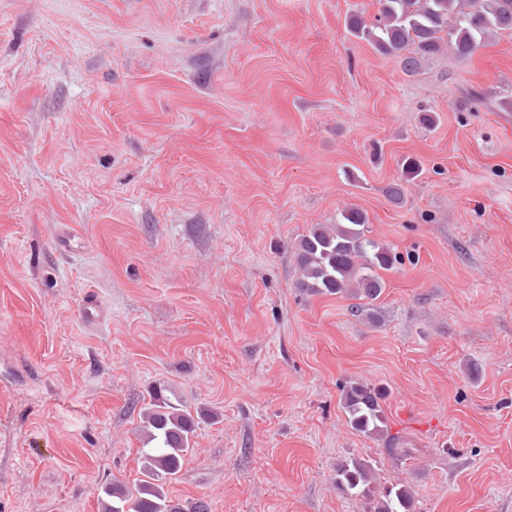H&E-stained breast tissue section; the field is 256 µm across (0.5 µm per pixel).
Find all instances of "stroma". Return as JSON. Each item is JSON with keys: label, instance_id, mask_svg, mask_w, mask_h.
I'll return each mask as SVG.
<instances>
[{"label": "stroma", "instance_id": "stroma-1", "mask_svg": "<svg viewBox=\"0 0 512 512\" xmlns=\"http://www.w3.org/2000/svg\"><path fill=\"white\" fill-rule=\"evenodd\" d=\"M377 8L0 0V512H102L158 384L217 415L173 501L363 512L336 467L364 458L413 512H512V34L408 75L346 28ZM350 207L401 258L376 324L297 286ZM382 393L366 383H353L344 389L343 404L351 426L369 436L383 430L384 413L380 404Z\"/></svg>", "mask_w": 512, "mask_h": 512}]
</instances>
